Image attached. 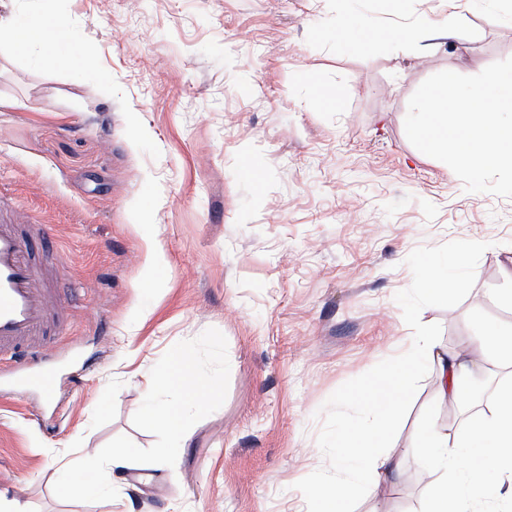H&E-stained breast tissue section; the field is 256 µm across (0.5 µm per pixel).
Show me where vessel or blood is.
I'll return each instance as SVG.
<instances>
[{
	"mask_svg": "<svg viewBox=\"0 0 512 512\" xmlns=\"http://www.w3.org/2000/svg\"><path fill=\"white\" fill-rule=\"evenodd\" d=\"M44 234V225L23 221L0 199V375L36 376L47 390L70 311L52 302L57 282L35 247Z\"/></svg>",
	"mask_w": 512,
	"mask_h": 512,
	"instance_id": "vessel-or-blood-1",
	"label": "vessel or blood"
}]
</instances>
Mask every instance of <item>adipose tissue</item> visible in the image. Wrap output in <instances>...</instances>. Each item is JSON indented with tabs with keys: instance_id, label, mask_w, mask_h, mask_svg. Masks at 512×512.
<instances>
[{
	"instance_id": "adipose-tissue-1",
	"label": "adipose tissue",
	"mask_w": 512,
	"mask_h": 512,
	"mask_svg": "<svg viewBox=\"0 0 512 512\" xmlns=\"http://www.w3.org/2000/svg\"><path fill=\"white\" fill-rule=\"evenodd\" d=\"M15 38L43 49L56 46L70 29L58 17L33 15L12 29ZM173 388L185 393L188 401L198 402L211 393L208 381L192 366L174 359L161 375L147 378L146 390L152 399L147 419L166 430L175 440H184L189 419L184 406L164 401V394ZM484 442L490 448L494 463L512 477V384L503 386L490 413H475L465 419L456 440H449L433 420H424L420 428L417 453L425 464L435 469L437 488L432 492L426 512H470L475 501L484 496V488L476 464L463 455L474 443Z\"/></svg>"
}]
</instances>
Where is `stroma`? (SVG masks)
<instances>
[{
	"label": "stroma",
	"mask_w": 512,
	"mask_h": 512,
	"mask_svg": "<svg viewBox=\"0 0 512 512\" xmlns=\"http://www.w3.org/2000/svg\"><path fill=\"white\" fill-rule=\"evenodd\" d=\"M65 19L57 65L0 39V186L48 225L74 314L55 394H0V499L20 512H316L313 487H366L346 512H422L434 475L414 450L441 421L439 365H415L379 442L400 475L341 454L379 415L409 336L476 353L512 325V198L466 192L407 139L431 75L512 57V0H0ZM448 42L397 43L403 24ZM459 268L452 302L424 291ZM192 357L212 387L172 447L143 374ZM95 448L129 456L92 498L62 495ZM512 512L511 481L470 449Z\"/></svg>",
	"instance_id": "35a3bbf8"
}]
</instances>
